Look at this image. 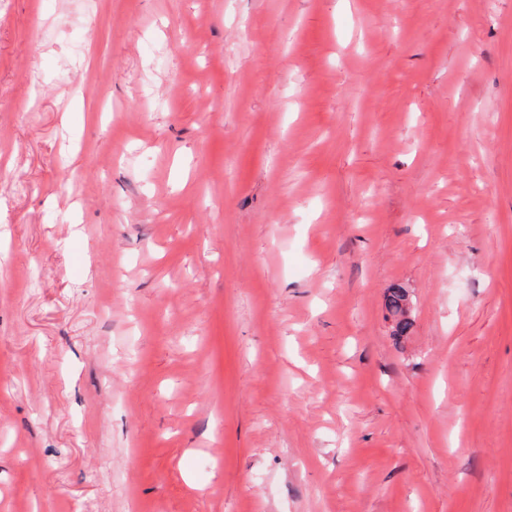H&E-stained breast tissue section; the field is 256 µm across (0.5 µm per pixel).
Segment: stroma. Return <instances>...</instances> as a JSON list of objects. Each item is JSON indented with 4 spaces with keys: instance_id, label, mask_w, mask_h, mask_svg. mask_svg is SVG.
I'll list each match as a JSON object with an SVG mask.
<instances>
[{
    "instance_id": "35a3bbf8",
    "label": "stroma",
    "mask_w": 512,
    "mask_h": 512,
    "mask_svg": "<svg viewBox=\"0 0 512 512\" xmlns=\"http://www.w3.org/2000/svg\"><path fill=\"white\" fill-rule=\"evenodd\" d=\"M0 512H512V0H0Z\"/></svg>"
}]
</instances>
